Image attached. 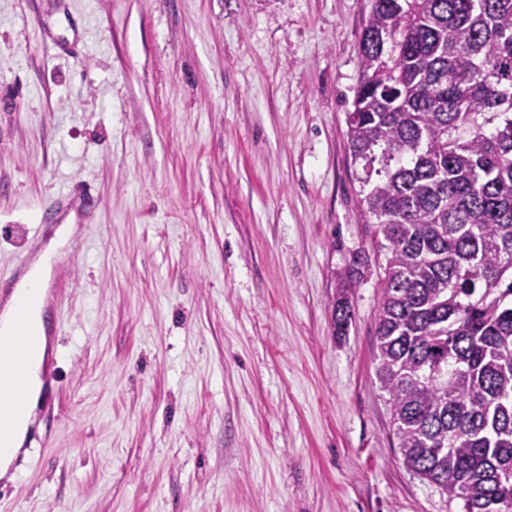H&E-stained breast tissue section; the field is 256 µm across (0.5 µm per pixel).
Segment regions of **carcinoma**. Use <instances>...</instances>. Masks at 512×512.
I'll return each mask as SVG.
<instances>
[{
    "label": "carcinoma",
    "instance_id": "obj_1",
    "mask_svg": "<svg viewBox=\"0 0 512 512\" xmlns=\"http://www.w3.org/2000/svg\"><path fill=\"white\" fill-rule=\"evenodd\" d=\"M366 7L345 120L385 250L379 389L414 475L465 512H512V0ZM367 266L340 274L336 336Z\"/></svg>",
    "mask_w": 512,
    "mask_h": 512
}]
</instances>
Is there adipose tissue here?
<instances>
[{"label":"adipose tissue","instance_id":"adipose-tissue-1","mask_svg":"<svg viewBox=\"0 0 512 512\" xmlns=\"http://www.w3.org/2000/svg\"><path fill=\"white\" fill-rule=\"evenodd\" d=\"M77 232L76 225H60L53 238L39 254L30 269L16 284L10 298L0 307V338H10L16 330L19 309L28 311V328L37 342L29 353L27 391L21 411L6 416L5 426L0 429V479L13 480L12 467L26 441L29 429L35 421L41 404L43 381L41 366L46 345L44 312L46 284L58 258Z\"/></svg>","mask_w":512,"mask_h":512}]
</instances>
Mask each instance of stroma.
Masks as SVG:
<instances>
[{
    "mask_svg": "<svg viewBox=\"0 0 512 512\" xmlns=\"http://www.w3.org/2000/svg\"><path fill=\"white\" fill-rule=\"evenodd\" d=\"M366 0H0V271L78 227L0 512H464L403 462L345 112ZM356 266L345 269L340 274V289L333 303V333L337 336L347 334L349 325L353 317V310L350 301V295L354 288H359L364 275L362 268H367L368 258L355 260Z\"/></svg>",
    "mask_w": 512,
    "mask_h": 512,
    "instance_id": "1",
    "label": "stroma"
}]
</instances>
